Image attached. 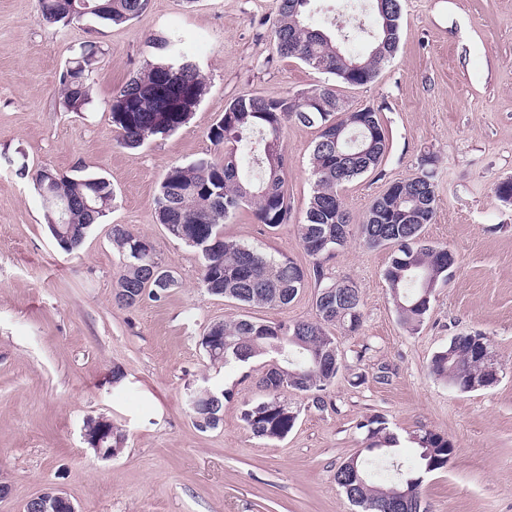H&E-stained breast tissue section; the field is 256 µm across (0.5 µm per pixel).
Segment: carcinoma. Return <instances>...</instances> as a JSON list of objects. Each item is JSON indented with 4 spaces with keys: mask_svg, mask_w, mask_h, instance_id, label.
<instances>
[{
    "mask_svg": "<svg viewBox=\"0 0 512 512\" xmlns=\"http://www.w3.org/2000/svg\"><path fill=\"white\" fill-rule=\"evenodd\" d=\"M277 19L272 38L278 56L296 58L308 66L343 79L358 65L355 85L363 86L379 75L392 54L383 47L385 39L397 46L401 22L400 0H369L378 19L395 16L394 29L378 25L366 42L354 35L336 40L324 28L308 24L305 7L309 0H276ZM42 18L68 26L87 17L111 25H122L143 13L148 0H39ZM156 61L130 78L109 103L112 125L119 143L135 149L157 135H169L189 119L206 91L204 77L186 61L168 36L151 39ZM99 49L90 43L60 76L64 104L78 112L91 102L90 85ZM301 96L318 103L312 112L294 107L292 98L243 95L233 100L209 131L210 140L224 147V162L201 158L175 165L166 172L154 200L155 216L169 236L194 249L202 258L201 283L217 296L247 306L280 308L290 304L304 288H314L315 313L310 319L263 322L246 317L211 324L202 346L213 365H240L253 359H272L259 387L265 397L242 411L246 428L256 437L280 441L294 428L300 410L281 399L283 380L288 388L303 395L312 405H324V394L341 367L336 337L331 326L349 333L363 324L362 295L350 278L336 279L324 263L345 245L348 236L336 241L341 228L353 223L351 211L341 193L343 186L380 166L389 149V137L379 112H353L336 106L340 99L333 86H320ZM319 128L311 155L313 193L304 223L297 234L309 266L289 257L276 260L258 249L224 236V219L243 206L253 209L255 219L270 227L288 221L290 205L284 190L285 158L281 137L288 119ZM376 136H364L365 123ZM343 137L336 140V128ZM244 147L258 173L243 177L237 153ZM435 158L420 159V172L396 181L384 202L374 200L358 224L359 237L370 247L392 249L383 278L390 289L400 324L416 331L430 309L433 281L446 282L453 268L448 266L450 250L432 245L422 237L437 206L434 185ZM33 183L49 204L46 219L57 245L72 253L83 245L90 225L112 207V184L106 178L79 169L72 175L54 173L44 179L38 170ZM97 197L98 211L91 213L79 202L81 196ZM73 205L58 222L57 208L64 201ZM402 213L406 221L391 223L389 213ZM113 249L119 256L117 287L129 289L127 296L114 294V301L134 307L148 299L162 301L176 280L155 262L156 248L149 240L123 224L110 230ZM482 334H460L436 352L428 372L463 392L466 380L481 379L486 363ZM227 392L213 386L186 393V406L202 431L218 426V415ZM366 430L368 444L355 453L354 465L341 464L335 473L338 487L361 512H387V506L405 500L409 512H428L420 496L421 478L445 469L454 446L447 436L419 431L407 437L414 445L413 459L400 458L402 439L376 416L359 424Z\"/></svg>",
    "mask_w": 512,
    "mask_h": 512,
    "instance_id": "1",
    "label": "carcinoma"
}]
</instances>
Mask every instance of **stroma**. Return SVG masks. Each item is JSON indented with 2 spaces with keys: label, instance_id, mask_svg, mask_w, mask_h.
<instances>
[{
  "label": "stroma",
  "instance_id": "stroma-1",
  "mask_svg": "<svg viewBox=\"0 0 512 512\" xmlns=\"http://www.w3.org/2000/svg\"><path fill=\"white\" fill-rule=\"evenodd\" d=\"M401 4L395 57L373 82L350 87L277 56L275 0H149L120 26L67 27L42 21L38 0H0V480L11 486L0 512H24L50 484L78 512H355L334 473L365 446L359 424L375 416L400 436L425 429L453 443L447 469L421 487L430 512H512V204L495 194L512 179V0ZM159 34L177 39L206 92L174 134L128 150L107 103L153 60L150 40ZM88 41L100 48L91 102L73 112L59 75ZM327 83L350 109H378L389 131L383 163L344 187L353 215L433 154L437 208L422 235L447 245L457 264L410 332L382 276L390 250L351 235L328 268L359 286L363 325L335 333L342 366L324 407L284 392L300 415L286 438L268 441L241 419L262 396L265 359L219 370L201 340L211 324L242 316L311 318L315 291L275 309L208 293L199 254L157 224L154 197L171 166L223 162L208 132L236 97H290ZM318 135L294 121L284 129L287 224L269 228L244 207L225 218V236L307 264L296 226L312 195ZM45 166L64 174L86 167L114 190L111 210L72 254L52 238L33 185ZM115 224L152 241L173 270L177 284L163 302L114 303ZM474 333L490 340L497 382L460 392L429 376L435 352ZM116 369L124 373L117 384ZM205 381L231 397L219 426L204 432L185 396ZM100 414L126 435L124 452L109 461L83 438L86 417Z\"/></svg>",
  "mask_w": 512,
  "mask_h": 512
}]
</instances>
